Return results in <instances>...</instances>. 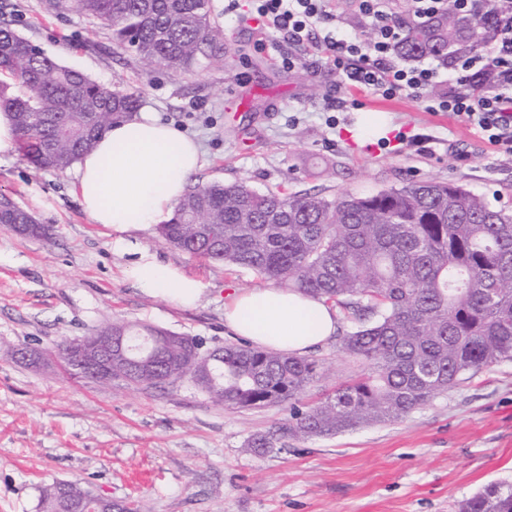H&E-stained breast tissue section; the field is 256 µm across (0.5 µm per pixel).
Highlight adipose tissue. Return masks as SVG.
Returning a JSON list of instances; mask_svg holds the SVG:
<instances>
[{
  "label": "adipose tissue",
  "mask_w": 512,
  "mask_h": 512,
  "mask_svg": "<svg viewBox=\"0 0 512 512\" xmlns=\"http://www.w3.org/2000/svg\"><path fill=\"white\" fill-rule=\"evenodd\" d=\"M201 162L199 145L152 113L112 125L79 160L73 194L95 224L123 235L167 222ZM141 290L195 306L200 281L141 254L134 269ZM224 320L254 343L302 355L335 334L336 311L322 301L278 286L238 291L224 304Z\"/></svg>",
  "instance_id": "obj_1"
}]
</instances>
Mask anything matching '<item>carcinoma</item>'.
Returning <instances> with one entry per match:
<instances>
[{
	"instance_id": "cac0c4a2",
	"label": "carcinoma",
	"mask_w": 512,
	"mask_h": 512,
	"mask_svg": "<svg viewBox=\"0 0 512 512\" xmlns=\"http://www.w3.org/2000/svg\"><path fill=\"white\" fill-rule=\"evenodd\" d=\"M49 7L91 18L115 45L153 68L185 69L224 59L222 34L209 21L210 0H49ZM497 31L444 0L431 25L404 27L399 55L414 59L474 54ZM138 100L60 64L0 22V110L13 116L22 155L35 167L64 171L91 151ZM35 218L0 205L10 228ZM158 239L192 257L220 260L257 277L322 299L357 323L340 350L367 372L314 405L300 400L320 364L246 344L204 349L202 339L113 322L134 362L112 380L156 388L188 380L215 402L238 408L289 406L285 434L299 440L397 422L455 388L481 368L512 360V213L465 187L409 182L377 194L259 192L246 182L197 184L158 228ZM270 434L243 445L249 454L275 447ZM82 487L41 488L40 512H69ZM86 512H143L132 502L99 497ZM459 512H512V485L490 483Z\"/></svg>"
}]
</instances>
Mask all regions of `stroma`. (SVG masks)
Listing matches in <instances>:
<instances>
[{
  "mask_svg": "<svg viewBox=\"0 0 512 512\" xmlns=\"http://www.w3.org/2000/svg\"><path fill=\"white\" fill-rule=\"evenodd\" d=\"M211 5L224 59L178 71L147 69L110 32L52 13L48 0H0V16L195 139L203 166L193 183L243 180L334 198L451 180L512 210V157L465 121L338 87L335 71L301 46L300 64L285 68L280 39L257 28L251 0L229 15L224 0ZM337 97L343 109L328 111ZM368 113L384 116L385 135L356 132ZM73 181V171L36 169L18 151L0 163V193L52 232L27 238L0 224V512H37L40 488L63 480L145 512H459L485 485L512 484V361L478 370L400 421L304 441L282 433L283 406L229 407L187 380L137 389L72 377L58 344L116 319L197 336L209 349L236 341L224 322L227 296L262 285L248 270L154 242L151 226L117 247L115 233L82 212ZM145 251L202 283L196 307L142 292L133 269ZM15 346L31 357L12 356ZM309 356L324 367L309 402L365 371L332 337ZM269 432L275 448L243 453L250 436Z\"/></svg>",
  "mask_w": 512,
  "mask_h": 512,
  "instance_id": "1",
  "label": "stroma"
}]
</instances>
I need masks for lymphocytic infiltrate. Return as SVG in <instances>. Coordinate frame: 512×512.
<instances>
[{
  "mask_svg": "<svg viewBox=\"0 0 512 512\" xmlns=\"http://www.w3.org/2000/svg\"><path fill=\"white\" fill-rule=\"evenodd\" d=\"M443 0H409L399 13L395 0H356L373 35L336 36L329 25L331 0H253L260 29L278 33L284 43L308 44L317 62L334 69L340 85L386 99L412 98L425 111L449 112L466 121L497 154L512 156V0H497L498 36L480 52L425 66L397 63L396 46L405 18L433 21ZM456 73L455 86L439 90L440 71ZM482 83L481 93L467 84Z\"/></svg>",
  "mask_w": 512,
  "mask_h": 512,
  "instance_id": "lymphocytic-infiltrate-1",
  "label": "lymphocytic infiltrate"
}]
</instances>
